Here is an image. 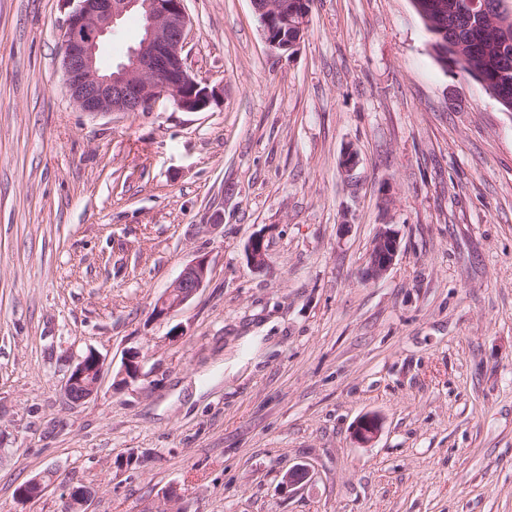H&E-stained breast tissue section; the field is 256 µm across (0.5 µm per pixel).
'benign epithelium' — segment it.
<instances>
[{
  "instance_id": "obj_1",
  "label": "benign epithelium",
  "mask_w": 512,
  "mask_h": 512,
  "mask_svg": "<svg viewBox=\"0 0 512 512\" xmlns=\"http://www.w3.org/2000/svg\"><path fill=\"white\" fill-rule=\"evenodd\" d=\"M69 15L60 45L61 68L65 86L73 103L83 112H147L163 99L172 100L186 112H198L217 101L222 91L196 80L185 65L190 18L185 0H76ZM260 16L262 35L274 51L293 53L304 38L308 25L307 0H251ZM425 15L434 27L448 14L447 0H427ZM139 9L145 20L144 34L128 49L124 61L109 73L98 64L103 38L116 32L118 21L128 12ZM498 42L512 43V5L503 2L493 17ZM398 231L392 224H381L369 250L365 278L377 280L393 267L399 252ZM246 259L255 271L268 265L265 236L254 234L245 247ZM209 259L198 255L192 259L155 304L152 315L158 319L171 315L185 305L206 283ZM146 361L143 351L124 353L118 377L127 387L143 377ZM109 371L107 359L93 348L71 359L61 386L65 402L71 407L84 404L98 393ZM381 420L362 417L354 436L362 444L376 438ZM310 477V470L298 464L288 470L285 484L294 487ZM91 494L74 487L66 497L68 512H90Z\"/></svg>"
}]
</instances>
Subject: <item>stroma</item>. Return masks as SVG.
I'll return each instance as SVG.
<instances>
[{"instance_id":"35a3bbf8","label":"stroma","mask_w":512,"mask_h":512,"mask_svg":"<svg viewBox=\"0 0 512 512\" xmlns=\"http://www.w3.org/2000/svg\"><path fill=\"white\" fill-rule=\"evenodd\" d=\"M185 7L217 103L88 114L59 65L72 0H0V512L78 486L92 512L173 487L188 512H512V112L441 66L411 0H311L291 55L251 0ZM142 28L119 21L103 70ZM382 224L400 250L367 280ZM200 254L205 287L154 318ZM89 348L113 371L71 408ZM134 348L144 376L114 390ZM246 259L250 267L255 271H261L268 265V250L265 236L261 233L254 234L245 247Z\"/></svg>"}]
</instances>
